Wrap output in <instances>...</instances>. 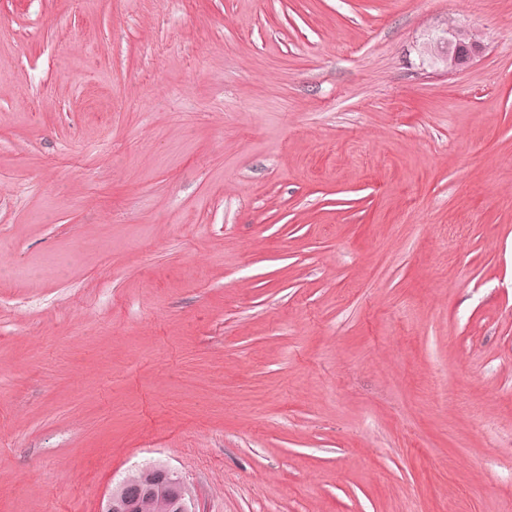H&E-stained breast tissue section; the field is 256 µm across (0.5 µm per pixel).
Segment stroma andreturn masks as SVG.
I'll list each match as a JSON object with an SVG mask.
<instances>
[{
    "mask_svg": "<svg viewBox=\"0 0 512 512\" xmlns=\"http://www.w3.org/2000/svg\"><path fill=\"white\" fill-rule=\"evenodd\" d=\"M0 255V512H512V0H0ZM480 39L471 36V31L448 28L438 30L424 46V55L436 64H441L446 72H457L467 68L483 51ZM150 465H143L131 471L126 479L134 485L130 486L127 482H122L119 486L112 489L109 494L104 512H129L133 509L134 503L146 495L150 490L144 485L149 478ZM155 481L166 487L175 512H193L189 487L177 472L165 464H155Z\"/></svg>",
    "mask_w": 512,
    "mask_h": 512,
    "instance_id": "1",
    "label": "stroma"
}]
</instances>
